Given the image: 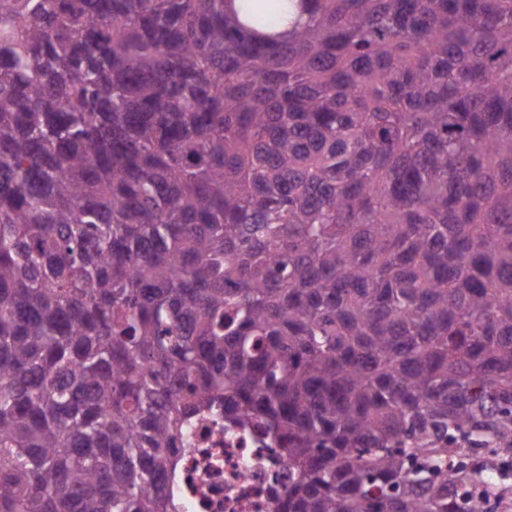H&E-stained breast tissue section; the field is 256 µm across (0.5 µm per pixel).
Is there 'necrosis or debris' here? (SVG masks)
<instances>
[{
    "instance_id": "necrosis-or-debris-1",
    "label": "necrosis or debris",
    "mask_w": 512,
    "mask_h": 512,
    "mask_svg": "<svg viewBox=\"0 0 512 512\" xmlns=\"http://www.w3.org/2000/svg\"><path fill=\"white\" fill-rule=\"evenodd\" d=\"M171 490L181 512H277L288 468L260 436L198 418Z\"/></svg>"
}]
</instances>
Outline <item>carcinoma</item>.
Wrapping results in <instances>:
<instances>
[{
	"instance_id": "cac0c4a2",
	"label": "carcinoma",
	"mask_w": 512,
	"mask_h": 512,
	"mask_svg": "<svg viewBox=\"0 0 512 512\" xmlns=\"http://www.w3.org/2000/svg\"><path fill=\"white\" fill-rule=\"evenodd\" d=\"M0 0V512L512 496V0ZM171 491L182 512H276L288 467L256 433L229 430L207 415L191 432Z\"/></svg>"
}]
</instances>
